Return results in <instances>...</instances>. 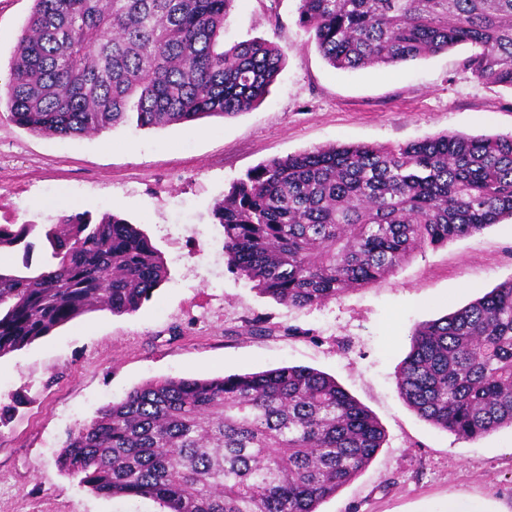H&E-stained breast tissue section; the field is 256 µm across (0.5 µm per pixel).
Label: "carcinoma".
I'll return each mask as SVG.
<instances>
[{
	"label": "carcinoma",
	"instance_id": "1",
	"mask_svg": "<svg viewBox=\"0 0 512 512\" xmlns=\"http://www.w3.org/2000/svg\"><path fill=\"white\" fill-rule=\"evenodd\" d=\"M234 0H34L4 96L33 134L75 137L129 120L158 128L232 117L264 99L275 42L224 48ZM329 66H395L461 44L479 81L512 90V0H299ZM512 218V136L443 134L272 158L213 211L228 267L276 302L318 306L376 284L416 249ZM35 225L0 224V249ZM50 261L0 268V357L96 310L137 311L168 278L127 220L64 214ZM423 420L473 440L512 427V279L414 329L396 374ZM375 416L336 380L281 366L136 387L70 432L58 467L161 512H318L382 447Z\"/></svg>",
	"mask_w": 512,
	"mask_h": 512
}]
</instances>
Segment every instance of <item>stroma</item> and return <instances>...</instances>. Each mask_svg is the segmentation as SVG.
Here are the masks:
<instances>
[{
  "label": "stroma",
  "mask_w": 512,
  "mask_h": 512,
  "mask_svg": "<svg viewBox=\"0 0 512 512\" xmlns=\"http://www.w3.org/2000/svg\"><path fill=\"white\" fill-rule=\"evenodd\" d=\"M33 6L0 0L1 86ZM298 7L235 0L225 46L257 37L286 53L267 97L237 116L63 138L29 133L0 109V224L113 213L147 234L169 271L136 312L84 314L0 358V512H160L153 500L104 496L60 471L68 432L155 379L281 366L333 376L385 432L368 466L319 512H442L452 497L512 512V427L458 438L420 418L395 383L416 324L512 278V218L415 250L381 282L314 307L277 303L226 265L212 210L260 163L330 145L512 136V91L473 79L467 47L340 71L299 26ZM256 319L273 335H246Z\"/></svg>",
  "instance_id": "1"
}]
</instances>
